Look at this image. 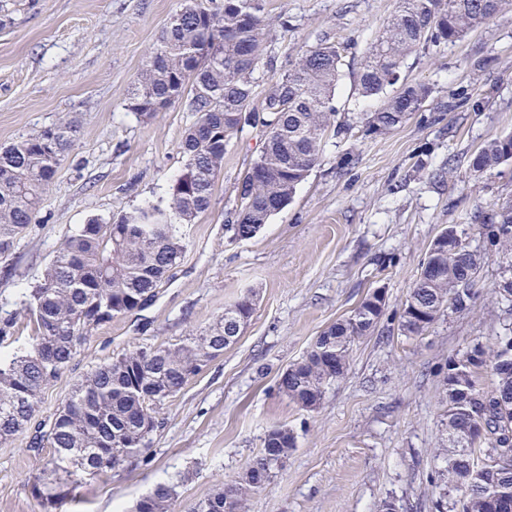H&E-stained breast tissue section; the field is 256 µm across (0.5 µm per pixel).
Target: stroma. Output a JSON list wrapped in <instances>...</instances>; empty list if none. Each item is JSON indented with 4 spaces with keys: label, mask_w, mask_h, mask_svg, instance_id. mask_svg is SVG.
<instances>
[{
    "label": "stroma",
    "mask_w": 512,
    "mask_h": 512,
    "mask_svg": "<svg viewBox=\"0 0 512 512\" xmlns=\"http://www.w3.org/2000/svg\"><path fill=\"white\" fill-rule=\"evenodd\" d=\"M180 0H39L0 30V146L61 117L78 125L36 221L0 258V314H15L0 355L28 344V290L68 235L89 218L108 222L165 205L181 173V136L195 119L181 106L150 121L128 112L129 91ZM397 0H265L268 65L259 86L297 54L330 36L342 56L333 104L348 132L330 137L288 204L249 239L230 225L238 186L264 138L244 128L217 178L210 208L185 225L181 261L142 307L93 331L41 394L25 429L0 441V512H44L32 481L51 454L34 445L74 385L113 356L178 343L212 326L256 291L238 339L163 405L145 456L72 486L56 512H131L158 483L183 478L176 512H192L215 485L232 483L259 454L267 431L291 429L296 446L248 512H431L429 477L443 426L448 360L474 341L491 342L498 311L487 294L497 262L480 273L481 296L467 314L449 313L419 337L398 331L402 305L429 246L451 224L472 225L512 198V164L474 175L490 140L512 133V11L453 44L411 54L401 79L430 96L400 126L373 133L362 97L363 57ZM386 307L357 342L345 374L316 409L278 389L321 331L373 289Z\"/></svg>",
    "instance_id": "obj_1"
}]
</instances>
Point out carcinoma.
I'll return each instance as SVG.
<instances>
[{"label":"carcinoma","instance_id":"1","mask_svg":"<svg viewBox=\"0 0 512 512\" xmlns=\"http://www.w3.org/2000/svg\"><path fill=\"white\" fill-rule=\"evenodd\" d=\"M39 0H0V29ZM512 0H397L394 15L368 47L358 76L365 97L395 85L399 90L367 114L375 132L391 130L429 96L423 84L400 82L404 60L425 46L454 43L495 17ZM267 25L263 0H180L129 92L127 110L143 120L181 105L195 115L179 143L184 161L163 208H136L115 221L92 217L67 237L30 288L28 310L35 336L7 360L0 359V440L19 432L38 408L41 392L74 358L93 330L141 307L169 277L185 250L182 228L212 201L216 178L235 134L249 126L265 134L261 155L239 190L231 230L254 237L284 208L318 163L328 134L344 128L333 99L341 55L329 39L303 53L264 90L262 107L253 74L264 59ZM77 125L63 120L0 147V257H7L35 220L43 196L74 146ZM512 161V135L495 138L474 156L484 173ZM478 237L503 259L491 297L500 310L495 342L473 343L448 360L444 378L448 443L435 457L443 465L431 478L435 512H512V204L477 225ZM489 252L474 247L468 229L450 225L432 241L419 277L403 303L399 330L420 336L450 310L469 311ZM250 292L224 308L211 328L180 342L119 354L79 380L42 435L53 448L32 489L48 509L65 501L68 484L122 468L148 449L145 420L158 427L156 409L197 374L218 337L239 335L251 317ZM386 299L369 294L348 316L324 329L303 358L288 366L279 391L313 410L341 378L354 343L380 322ZM495 377L490 391L480 386ZM489 430L482 433L480 426ZM295 448L285 426L271 428L260 455L240 479L217 485L207 500H230L246 512L250 494L273 477L269 452L284 462ZM179 483L157 485L147 512H175Z\"/></svg>","mask_w":512,"mask_h":512}]
</instances>
